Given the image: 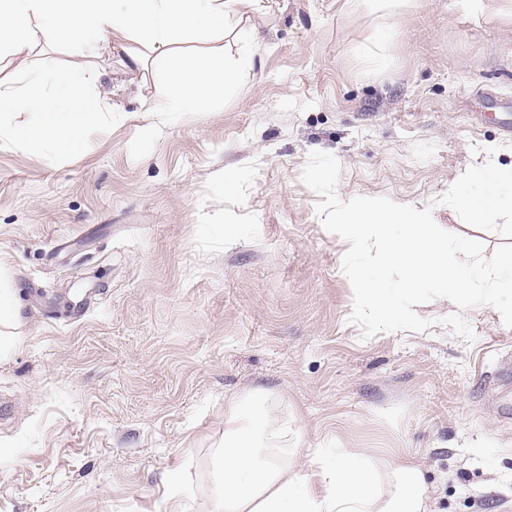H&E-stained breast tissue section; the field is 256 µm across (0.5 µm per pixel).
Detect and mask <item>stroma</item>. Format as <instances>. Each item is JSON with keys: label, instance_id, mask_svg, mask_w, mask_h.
<instances>
[{"label": "stroma", "instance_id": "1", "mask_svg": "<svg viewBox=\"0 0 512 512\" xmlns=\"http://www.w3.org/2000/svg\"><path fill=\"white\" fill-rule=\"evenodd\" d=\"M255 71L197 116L147 135L160 70L66 48L112 126L66 159L0 149V255L28 321L0 361V512H212V455L231 398L260 389L309 448L410 455L429 512H512V327L496 309L364 340L349 324L344 246L300 174L340 163V199L432 207L494 251L501 238L433 206L474 147L512 166V0H261Z\"/></svg>", "mask_w": 512, "mask_h": 512}]
</instances>
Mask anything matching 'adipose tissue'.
Listing matches in <instances>:
<instances>
[{
	"label": "adipose tissue",
	"mask_w": 512,
	"mask_h": 512,
	"mask_svg": "<svg viewBox=\"0 0 512 512\" xmlns=\"http://www.w3.org/2000/svg\"><path fill=\"white\" fill-rule=\"evenodd\" d=\"M260 0H0V147L66 157L107 126L106 92L77 68L15 71L20 54L66 47L94 58L118 49L134 73L168 69V91L149 111L194 115L244 84L252 53L210 43L230 36ZM26 323L13 273L0 257V357ZM292 429L262 391L233 399L214 454V512H428L429 488L415 458L374 465L343 448H311L308 467L289 460Z\"/></svg>",
	"instance_id": "obj_1"
}]
</instances>
